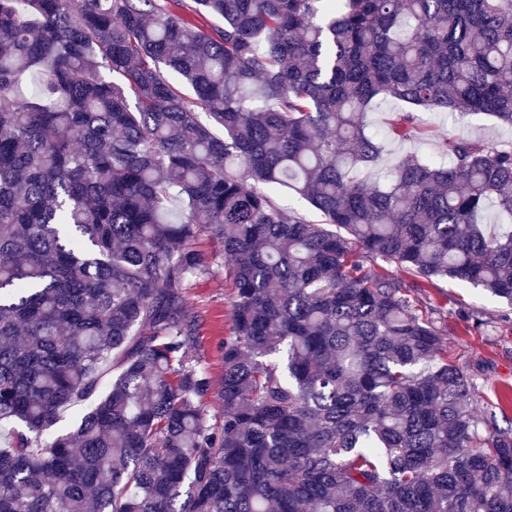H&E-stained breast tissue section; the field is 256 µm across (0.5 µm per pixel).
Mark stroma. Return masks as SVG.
I'll use <instances>...</instances> for the list:
<instances>
[{
  "label": "stroma",
  "instance_id": "stroma-1",
  "mask_svg": "<svg viewBox=\"0 0 512 512\" xmlns=\"http://www.w3.org/2000/svg\"><path fill=\"white\" fill-rule=\"evenodd\" d=\"M420 119L425 128L423 135L403 143L385 140L378 164L360 169L359 178L369 182L378 179L398 156L406 153L441 159L442 145L451 137L464 136L502 149L512 148V129L487 115L474 114L453 121L444 112H424ZM381 270L410 285L411 296L441 328L449 358L475 374L484 399L499 405L500 427L512 426V403L506 401L507 394L512 392V305L450 279L417 288L413 276L396 267L385 264ZM232 292V283L220 265L215 266L211 275L191 281L186 290L191 312L200 319L190 353L207 367L217 384L223 377L220 346L231 325ZM472 311L480 312L482 326L464 321V314Z\"/></svg>",
  "mask_w": 512,
  "mask_h": 512
}]
</instances>
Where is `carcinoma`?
<instances>
[{"label": "carcinoma", "mask_w": 512, "mask_h": 512, "mask_svg": "<svg viewBox=\"0 0 512 512\" xmlns=\"http://www.w3.org/2000/svg\"><path fill=\"white\" fill-rule=\"evenodd\" d=\"M193 3L0 0V512H512V428L374 265L512 304V231L480 221L512 217V149L356 175L380 97L399 141L422 109L512 128V0ZM203 237L233 281L217 415Z\"/></svg>", "instance_id": "obj_1"}]
</instances>
